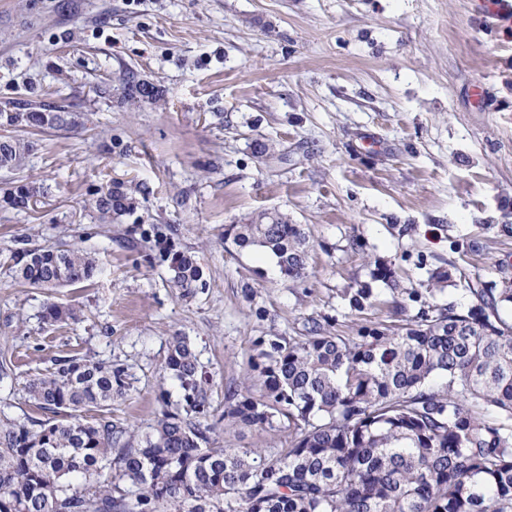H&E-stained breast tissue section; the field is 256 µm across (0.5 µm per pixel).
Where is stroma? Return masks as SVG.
<instances>
[{"instance_id": "35a3bbf8", "label": "stroma", "mask_w": 512, "mask_h": 512, "mask_svg": "<svg viewBox=\"0 0 512 512\" xmlns=\"http://www.w3.org/2000/svg\"><path fill=\"white\" fill-rule=\"evenodd\" d=\"M125 75L160 103L122 105ZM29 99L84 126L33 135L0 169V189H39L27 209L0 207V410L17 420L41 415L32 378L91 356L129 386L81 418L151 431L183 401L163 371L181 335L209 377L213 444L284 448L287 422L224 415L230 395H260L259 352L313 319L350 338L512 279V29L480 25L471 0H0V110ZM114 181L139 206L110 223L88 202ZM274 208L308 233L301 278L228 233ZM162 240L197 259L193 294L174 288ZM25 244L82 247L97 273L31 287L8 270ZM378 261L394 284L372 280ZM439 268L453 279L434 292ZM48 303L75 319L43 323Z\"/></svg>"}]
</instances>
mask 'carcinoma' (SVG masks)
<instances>
[{"label":"carcinoma","instance_id":"carcinoma-1","mask_svg":"<svg viewBox=\"0 0 512 512\" xmlns=\"http://www.w3.org/2000/svg\"><path fill=\"white\" fill-rule=\"evenodd\" d=\"M162 91L124 88L133 106ZM9 126L75 130L80 113L31 100L0 112ZM33 149L0 140V168L20 166ZM38 194L14 185L0 202L22 209ZM91 205L117 221L136 208L131 187L114 181ZM241 249L260 247L281 273H305L307 235L278 210L233 227ZM15 277L35 288L91 280L95 261L78 248H21ZM174 286L197 287L202 270L188 254L171 257ZM480 304L448 305L398 327L349 339L311 320L307 334L252 363L263 394L229 402L226 416L246 427L288 419L287 448L269 453L209 447L210 427L187 419L207 403V379L185 336L171 338L164 371L184 391L182 409L162 410L137 443L112 421L75 412L112 402L126 373L112 362L75 357L28 383L46 420L0 418V512H512V281L477 292ZM76 318L52 303V325Z\"/></svg>","mask_w":512,"mask_h":512}]
</instances>
